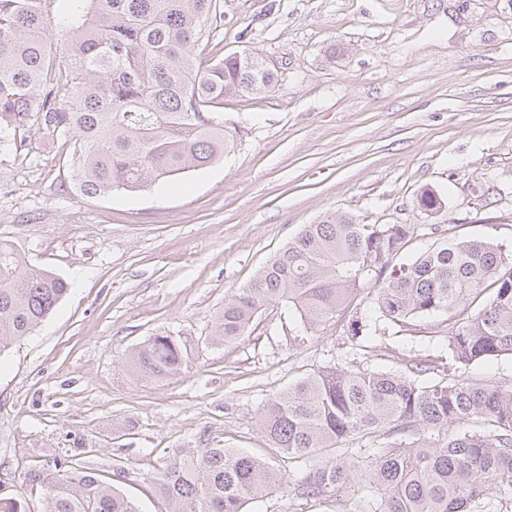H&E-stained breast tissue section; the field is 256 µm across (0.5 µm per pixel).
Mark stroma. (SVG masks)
Returning <instances> with one entry per match:
<instances>
[{
    "label": "stroma",
    "instance_id": "35a3bbf8",
    "mask_svg": "<svg viewBox=\"0 0 512 512\" xmlns=\"http://www.w3.org/2000/svg\"><path fill=\"white\" fill-rule=\"evenodd\" d=\"M224 27L205 58L245 49L279 67L276 92L230 97L240 131L223 161L144 191L88 198L69 180L72 136L43 135L30 113L16 149L0 150V239L70 284L32 336L0 355V496L44 512L28 472L76 454L123 470L117 487L142 512H167L152 482L178 449L238 448L270 460L286 484L250 512H368L370 486L310 498L313 460L288 459L259 428L263 406L300 377L360 363L396 372L409 357L447 358L448 340L386 332L365 349L339 324L296 341L279 303L229 344L210 340L224 300L301 225L328 215L411 224L417 254L448 238L512 250V0H222ZM442 195L440 214L416 198ZM161 331L186 344L182 376L147 381L128 351ZM382 430L342 448L421 438Z\"/></svg>",
    "mask_w": 512,
    "mask_h": 512
}]
</instances>
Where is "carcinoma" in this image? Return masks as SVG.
<instances>
[{
  "mask_svg": "<svg viewBox=\"0 0 512 512\" xmlns=\"http://www.w3.org/2000/svg\"><path fill=\"white\" fill-rule=\"evenodd\" d=\"M0 0V144L5 132L43 113L46 133L71 132L74 187L90 198L136 193L224 159L237 130L213 108L224 97L269 93L278 70L262 54L204 60L198 48L224 22L220 0ZM443 208L429 190L417 199ZM414 235L409 224H359L328 216L304 224L285 248L230 298L211 340L244 336L266 305L286 302L300 339L342 314L353 340L391 326L413 340L448 337V377H420L441 365L411 357L400 372L358 365L321 367L269 400L260 427L285 457L313 458L302 494L329 496L351 482L377 490L369 512H474L494 490L512 491V385L473 382L470 364L512 355V254L488 239H448L394 264ZM374 285L376 317L349 307ZM61 276L29 265L0 241V353L31 335L68 294ZM144 380L174 379L188 367L183 344L157 333L127 356ZM477 421L476 431L450 433ZM444 434L373 454L365 466L340 461L338 445L383 428ZM33 470L45 512H141L111 479L73 455ZM284 476L236 448L174 454L154 482L169 512H248Z\"/></svg>",
  "mask_w": 512,
  "mask_h": 512,
  "instance_id": "obj_1",
  "label": "carcinoma"
}]
</instances>
